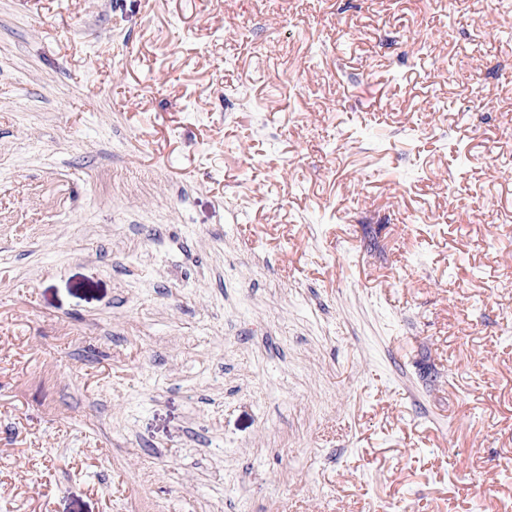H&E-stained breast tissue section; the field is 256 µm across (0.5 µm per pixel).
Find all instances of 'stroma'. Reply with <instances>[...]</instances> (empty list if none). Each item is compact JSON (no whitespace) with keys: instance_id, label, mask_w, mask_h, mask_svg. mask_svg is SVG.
<instances>
[{"instance_id":"obj_1","label":"stroma","mask_w":512,"mask_h":512,"mask_svg":"<svg viewBox=\"0 0 512 512\" xmlns=\"http://www.w3.org/2000/svg\"><path fill=\"white\" fill-rule=\"evenodd\" d=\"M512 0H0V512H512Z\"/></svg>"}]
</instances>
